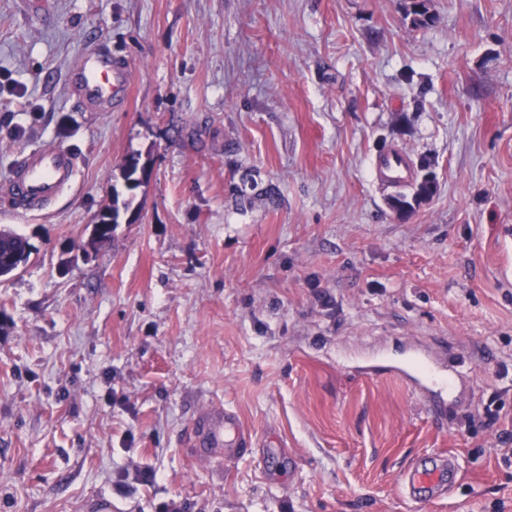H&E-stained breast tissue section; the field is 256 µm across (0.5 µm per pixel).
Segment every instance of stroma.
Masks as SVG:
<instances>
[{"label":"stroma","mask_w":512,"mask_h":512,"mask_svg":"<svg viewBox=\"0 0 512 512\" xmlns=\"http://www.w3.org/2000/svg\"><path fill=\"white\" fill-rule=\"evenodd\" d=\"M409 3L0 0V179L80 156L0 210L35 247L0 277V512H512V0ZM96 47L131 74L109 112L71 94ZM392 149L436 183L402 215ZM131 155L136 221L94 242ZM414 354L458 375L441 421ZM213 404L252 435L220 464L188 444ZM430 454L460 478L415 505ZM78 159L64 147H34L22 152L6 179L1 203L15 210H42L74 182ZM377 169L382 171L387 177L388 181H399L401 183H391L394 189L405 187L408 182L409 161L405 153L394 152L388 155H381L377 160ZM459 465L455 456H430L417 462L401 477L399 491L415 504L443 499L457 482Z\"/></svg>","instance_id":"obj_1"}]
</instances>
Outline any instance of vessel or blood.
Masks as SVG:
<instances>
[{"instance_id": "1", "label": "vessel or blood", "mask_w": 512, "mask_h": 512, "mask_svg": "<svg viewBox=\"0 0 512 512\" xmlns=\"http://www.w3.org/2000/svg\"><path fill=\"white\" fill-rule=\"evenodd\" d=\"M127 71L112 56L83 53L73 70L71 89L81 107L88 112H106L113 97L125 92ZM78 159L64 147H34L16 159L7 179V191L0 204L15 210H40L57 200L73 183ZM377 168L388 180L407 182L409 161L405 153L381 155ZM417 373L428 384L448 391L452 378L435 362L418 363ZM252 443L237 415L221 406H209L194 422L190 446L197 459L222 461L227 448H248ZM459 465L455 456H431L409 468L401 477L399 491L408 501L425 504L449 495L457 482Z\"/></svg>"}]
</instances>
